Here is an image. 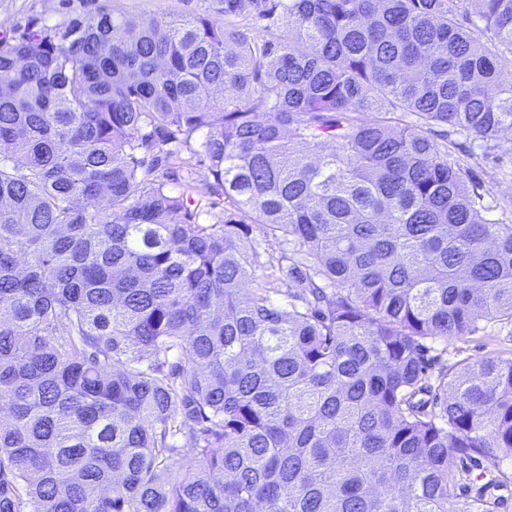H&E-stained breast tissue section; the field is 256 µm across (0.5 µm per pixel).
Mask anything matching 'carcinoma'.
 <instances>
[{"instance_id": "obj_1", "label": "carcinoma", "mask_w": 512, "mask_h": 512, "mask_svg": "<svg viewBox=\"0 0 512 512\" xmlns=\"http://www.w3.org/2000/svg\"><path fill=\"white\" fill-rule=\"evenodd\" d=\"M222 2L0 41V512H496L512 355L429 352L512 324V0ZM510 137H512L510 135ZM509 133L494 149H486L479 141L456 136L458 149L455 155L470 167L466 182L469 189L477 186L483 204L490 208L487 216L504 224L512 222V152L508 150ZM472 154L470 158L467 156ZM180 157V160L170 161L171 163L165 167L164 172L168 173L169 186L179 189L184 184H189L195 199L202 205L208 206L216 198L212 193L213 179L207 168L197 165L184 149Z\"/></svg>"}]
</instances>
